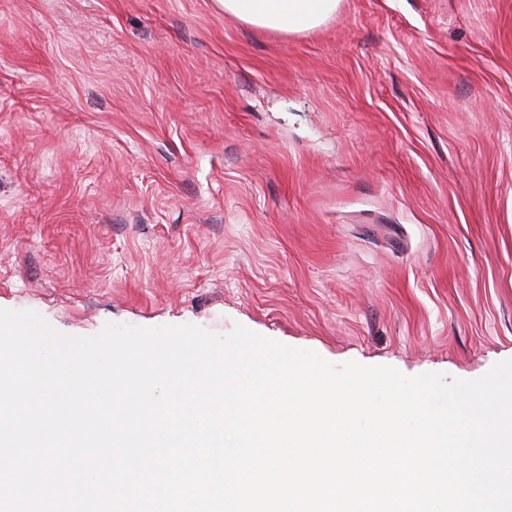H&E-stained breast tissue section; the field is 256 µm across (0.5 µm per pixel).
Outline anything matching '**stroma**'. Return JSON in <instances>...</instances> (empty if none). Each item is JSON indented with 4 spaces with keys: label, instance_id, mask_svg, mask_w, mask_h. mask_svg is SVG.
I'll list each match as a JSON object with an SVG mask.
<instances>
[{
    "label": "stroma",
    "instance_id": "1",
    "mask_svg": "<svg viewBox=\"0 0 512 512\" xmlns=\"http://www.w3.org/2000/svg\"><path fill=\"white\" fill-rule=\"evenodd\" d=\"M0 308L236 326L471 380L512 358V0H0ZM226 16L282 34L319 29L336 17L342 0H216Z\"/></svg>",
    "mask_w": 512,
    "mask_h": 512
}]
</instances>
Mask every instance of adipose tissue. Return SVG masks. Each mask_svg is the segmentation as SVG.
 <instances>
[{
  "instance_id": "ef3b65f1",
  "label": "adipose tissue",
  "mask_w": 512,
  "mask_h": 512,
  "mask_svg": "<svg viewBox=\"0 0 512 512\" xmlns=\"http://www.w3.org/2000/svg\"><path fill=\"white\" fill-rule=\"evenodd\" d=\"M225 15L254 28L282 34L319 29L333 19L342 0H216Z\"/></svg>"
}]
</instances>
